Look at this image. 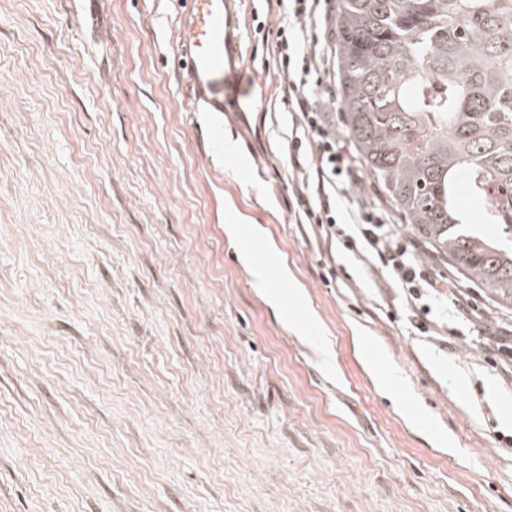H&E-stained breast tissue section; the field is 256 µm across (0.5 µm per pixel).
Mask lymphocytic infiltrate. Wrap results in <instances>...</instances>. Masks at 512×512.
Masks as SVG:
<instances>
[{
    "label": "lymphocytic infiltrate",
    "mask_w": 512,
    "mask_h": 512,
    "mask_svg": "<svg viewBox=\"0 0 512 512\" xmlns=\"http://www.w3.org/2000/svg\"><path fill=\"white\" fill-rule=\"evenodd\" d=\"M334 0H287L283 20L271 46L278 75V94L291 118L288 144L290 180L298 198V221L315 224L325 240L336 237L337 216L344 200L356 197L348 240L360 247L367 262H379L408 306L433 295L454 320L467 321L469 295L449 290L432 276L419 246L401 234L390 213L372 199L356 151L336 126V109L327 94L332 79V50L321 34Z\"/></svg>",
    "instance_id": "obj_1"
}]
</instances>
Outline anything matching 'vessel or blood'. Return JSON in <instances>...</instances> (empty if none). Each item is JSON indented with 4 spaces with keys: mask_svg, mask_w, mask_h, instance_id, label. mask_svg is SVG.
<instances>
[{
    "mask_svg": "<svg viewBox=\"0 0 512 512\" xmlns=\"http://www.w3.org/2000/svg\"><path fill=\"white\" fill-rule=\"evenodd\" d=\"M231 0H182L174 17V60L186 96L224 109L225 71L234 62Z\"/></svg>",
    "mask_w": 512,
    "mask_h": 512,
    "instance_id": "b4317fda",
    "label": "vessel or blood"
}]
</instances>
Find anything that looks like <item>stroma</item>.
Returning <instances> with one entry per match:
<instances>
[{"instance_id": "35a3bbf8", "label": "stroma", "mask_w": 512, "mask_h": 512, "mask_svg": "<svg viewBox=\"0 0 512 512\" xmlns=\"http://www.w3.org/2000/svg\"><path fill=\"white\" fill-rule=\"evenodd\" d=\"M176 8L0 0V512H512V311L422 334L432 297L294 223L265 0L217 113Z\"/></svg>"}]
</instances>
